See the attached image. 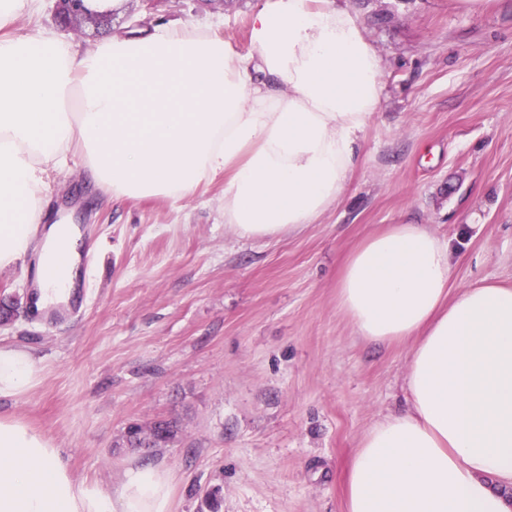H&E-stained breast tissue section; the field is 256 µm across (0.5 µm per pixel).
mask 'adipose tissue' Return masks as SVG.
<instances>
[{
	"instance_id": "adipose-tissue-1",
	"label": "adipose tissue",
	"mask_w": 512,
	"mask_h": 512,
	"mask_svg": "<svg viewBox=\"0 0 512 512\" xmlns=\"http://www.w3.org/2000/svg\"><path fill=\"white\" fill-rule=\"evenodd\" d=\"M33 0H0V270L40 242L42 302L74 288L79 235L49 222L53 175L72 155L113 200L194 197L224 177V224L244 238L303 231L343 195L381 105L382 67L345 0H266L250 48L208 29L155 26L82 52L43 29L5 36ZM448 246L393 224L344 261L340 309L374 343L416 338L407 406L363 437L343 476L345 512H512V287L449 299ZM42 369L0 346V398ZM169 473L126 469L106 490L77 480L51 439L0 418V512H169Z\"/></svg>"
}]
</instances>
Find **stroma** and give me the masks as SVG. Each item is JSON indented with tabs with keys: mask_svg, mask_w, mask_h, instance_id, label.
I'll return each mask as SVG.
<instances>
[{
	"mask_svg": "<svg viewBox=\"0 0 512 512\" xmlns=\"http://www.w3.org/2000/svg\"><path fill=\"white\" fill-rule=\"evenodd\" d=\"M383 66L382 105L339 204L303 231L245 239L224 224V178L194 198L84 193L73 157L46 209L84 227L87 302L53 325L27 299L38 254L0 271L15 311L0 345L32 351L40 382L0 400L61 449L75 477L108 489L133 464L171 477L170 512H344L340 473L363 436L406 405L415 345L374 344L339 308L343 259L389 224H422L450 248L451 292L512 285V0H346ZM264 0H122L62 25L54 0L21 15L79 50L159 23L201 26L249 49ZM174 423L162 448L128 424Z\"/></svg>",
	"mask_w": 512,
	"mask_h": 512,
	"instance_id": "1",
	"label": "stroma"
}]
</instances>
